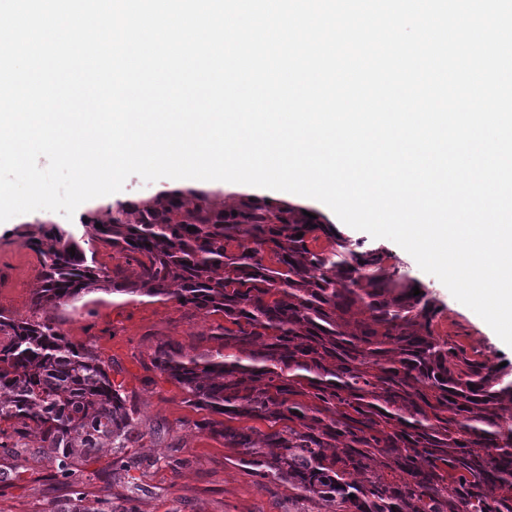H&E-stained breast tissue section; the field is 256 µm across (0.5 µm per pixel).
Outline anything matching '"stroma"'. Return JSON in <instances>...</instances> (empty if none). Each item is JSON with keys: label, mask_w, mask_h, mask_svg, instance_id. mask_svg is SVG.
<instances>
[{"label": "stroma", "mask_w": 512, "mask_h": 512, "mask_svg": "<svg viewBox=\"0 0 512 512\" xmlns=\"http://www.w3.org/2000/svg\"><path fill=\"white\" fill-rule=\"evenodd\" d=\"M110 204L102 196L88 200L70 219L39 210L1 223L0 309L18 317L30 314L40 265L22 243L24 231L44 225L79 234L84 219L102 216ZM338 230L363 248L386 251L392 265L418 281L442 310L441 333L479 345L489 363H512V347L438 278L423 272L404 249L344 224ZM222 320V315L204 317L172 301L107 296L92 305L90 313L62 323L67 339L93 345L111 362L112 380L135 399L144 431L143 438L123 452L101 451L92 465L98 476L82 489L86 512H99L105 499L112 512H318L315 504L298 501L286 485L239 465L223 439L197 432L192 423L199 412L183 404L177 384L149 370L157 340L170 339L189 350ZM72 493V487L56 478L53 463L45 461L19 474L14 460L0 453V512H41L50 504L63 508Z\"/></svg>", "instance_id": "35a3bbf8"}]
</instances>
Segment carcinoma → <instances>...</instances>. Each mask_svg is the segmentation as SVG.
Returning <instances> with one entry per match:
<instances>
[{
	"label": "carcinoma",
	"instance_id": "1",
	"mask_svg": "<svg viewBox=\"0 0 512 512\" xmlns=\"http://www.w3.org/2000/svg\"><path fill=\"white\" fill-rule=\"evenodd\" d=\"M99 223L28 238L40 259L32 315L0 310V448L25 471L55 463L75 487L68 512H84L96 454L144 436L112 363L61 329L99 294L224 316L191 354L158 340L151 366L184 404L224 416L196 429L296 498L324 512H512V369L442 335L440 308L387 254L244 196L230 211L164 192ZM97 243L123 263H99Z\"/></svg>",
	"mask_w": 512,
	"mask_h": 512
}]
</instances>
